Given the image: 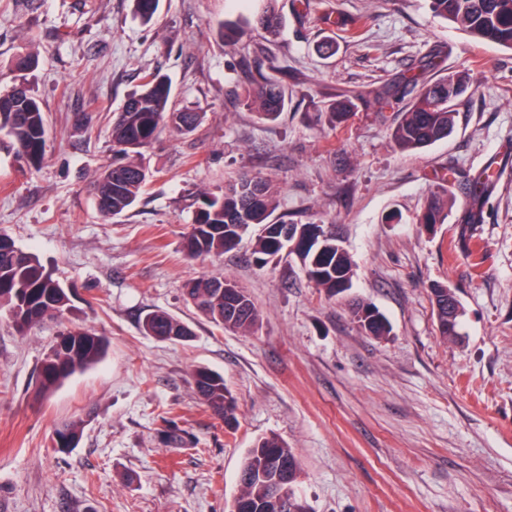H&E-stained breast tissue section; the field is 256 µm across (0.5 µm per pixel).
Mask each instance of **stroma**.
Returning <instances> with one entry per match:
<instances>
[{
    "label": "stroma",
    "instance_id": "stroma-1",
    "mask_svg": "<svg viewBox=\"0 0 512 512\" xmlns=\"http://www.w3.org/2000/svg\"><path fill=\"white\" fill-rule=\"evenodd\" d=\"M267 3L159 0L147 26L132 0H0V71L28 85L47 126L36 169L0 132V233L75 293L64 322L21 334L0 316V512H224L246 449L270 434L301 462L306 512H512V52L473 42L427 0H276L274 37L252 27ZM223 22L246 35L225 45ZM328 40L333 52L320 53ZM21 55L31 68L15 69ZM455 72L472 78L455 131L422 152L395 147L398 104L329 120L345 94ZM151 73L203 120L153 141L144 192L107 220L94 182L112 162V119ZM260 73L288 93L273 122L242 100ZM452 163L496 172L483 221L465 225L470 200L455 183L447 223L426 231L418 218ZM244 173L279 187L275 218L333 228L353 263L348 292L326 297L287 250L257 265L247 239L219 258L185 255L199 193ZM205 273L248 287L253 331L217 328L187 300ZM436 282L463 305L457 340L437 331ZM355 301L390 335H367ZM154 308L193 336H146ZM67 323L108 337L107 353L39 397V367ZM199 366L223 375L234 427L195 394ZM169 414L196 447H163ZM73 421L79 444L58 448Z\"/></svg>",
    "mask_w": 512,
    "mask_h": 512
}]
</instances>
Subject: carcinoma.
I'll list each match as a JSON object with an SVG mask.
<instances>
[{"instance_id":"carcinoma-1","label":"carcinoma","mask_w":512,"mask_h":512,"mask_svg":"<svg viewBox=\"0 0 512 512\" xmlns=\"http://www.w3.org/2000/svg\"><path fill=\"white\" fill-rule=\"evenodd\" d=\"M135 11L143 23L152 22L156 0H134ZM430 11L456 26L476 41L512 50V0H428ZM282 22L274 6L258 18L261 29L273 33ZM471 77L457 73L425 81L414 76L404 81L413 97L392 128L395 146L408 153L418 152L448 138L454 131L452 102L469 87ZM171 85L166 76L151 74L141 88L126 100L123 110L112 124V166L101 172L96 182L99 208L104 218L130 210L138 200L146 176L138 162L143 150L165 129L180 134L191 133L200 114L171 105ZM248 106L256 107L260 119L277 120L288 107L285 87L278 81L260 76L256 88L244 97ZM0 131L12 138L18 153L31 168L39 167L46 151V121L41 102L29 90L14 84L0 92ZM495 180V173L484 169L464 182L471 201L468 223L483 220V199ZM278 191L269 181L244 175L224 185V192H204L198 197L191 230L184 249L192 258L220 256L236 248L249 231L257 233V259L265 263L278 255L285 244H294L301 256L306 274L319 290L336 297L351 288L352 261L349 254L325 233L320 224H295L291 238H282L288 221L276 224L270 217L276 209ZM449 217L448 189L437 187L419 217V223L430 231ZM218 278L202 276L187 284L185 294L211 323L236 332L246 333L260 320L259 311L249 292L234 285L227 290L215 287ZM433 311L439 335L453 340L459 335L463 309L454 291L440 283L430 288ZM74 293L63 287L38 258L18 249L0 235V314L6 316L15 330L24 333L48 317L63 319L73 307ZM354 320L369 335L384 338L389 326L384 316L370 305H358ZM145 335L159 341H184L193 336L189 325L163 310H151L142 320ZM106 337L84 327L71 326L60 335L41 363L39 378L43 393H48L72 375L82 372L103 356ZM194 389L203 403L231 427L236 424L235 398L224 384V376L207 367L192 373ZM160 440L167 448L181 450L196 444V439L182 428L177 418L164 419L159 429ZM80 427L67 424L57 432L61 448L78 443ZM301 476V464L288 443L277 435L263 436L246 450L240 472V491L232 499L227 512H304L295 496L294 486ZM278 488L286 490L288 500L275 496Z\"/></svg>"}]
</instances>
